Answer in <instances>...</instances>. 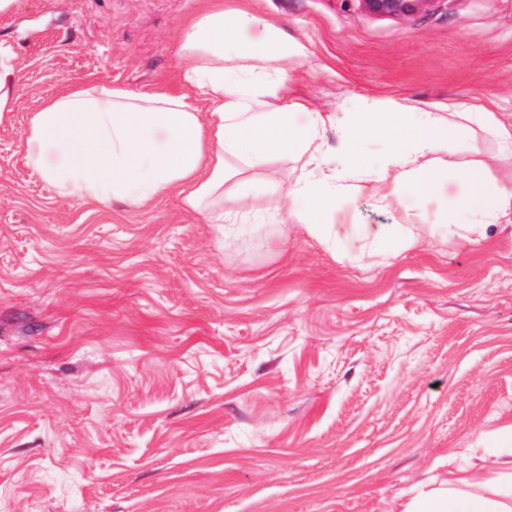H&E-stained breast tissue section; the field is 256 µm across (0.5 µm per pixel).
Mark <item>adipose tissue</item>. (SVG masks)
<instances>
[{
    "mask_svg": "<svg viewBox=\"0 0 512 512\" xmlns=\"http://www.w3.org/2000/svg\"><path fill=\"white\" fill-rule=\"evenodd\" d=\"M248 28L259 29V37L245 36ZM177 54L188 63L190 93L138 94L105 84L73 90L34 114L27 165L61 195L101 203L121 197L142 204L186 182V205L201 210L241 169H262L297 151L305 157L304 172L282 192L278 206L315 233L320 216L350 193L352 180L385 183L375 198L385 209L403 185L424 192L437 168L454 164L458 132L436 112L334 107L296 121L283 102V63L301 58L304 48L258 16L201 12L180 38ZM329 129L339 138L332 155L322 149ZM366 138L385 146L373 165L356 148ZM504 220L512 222V183L479 164L467 173L458 208L431 233L444 243L465 240ZM403 512H512V500L494 492L428 489L412 496Z\"/></svg>",
    "mask_w": 512,
    "mask_h": 512,
    "instance_id": "obj_1",
    "label": "adipose tissue"
}]
</instances>
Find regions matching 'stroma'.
Instances as JSON below:
<instances>
[{
    "mask_svg": "<svg viewBox=\"0 0 512 512\" xmlns=\"http://www.w3.org/2000/svg\"><path fill=\"white\" fill-rule=\"evenodd\" d=\"M301 42L288 100L442 108L452 168L389 209L371 189L318 236L285 214L213 224L180 188L140 205L61 195L24 159L66 88L187 92L177 41L202 10ZM0 121V512H401L449 473L482 493L512 459V223L427 237L477 162L512 152V0H15ZM366 224L422 242L371 245ZM368 8L382 14H403L414 10L424 0H364ZM15 75L14 53L6 44H0V121L9 112V95ZM469 121L475 122L505 142L512 150V128L511 130L502 125L492 112H467Z\"/></svg>",
    "mask_w": 512,
    "mask_h": 512,
    "instance_id": "1",
    "label": "stroma"
}]
</instances>
